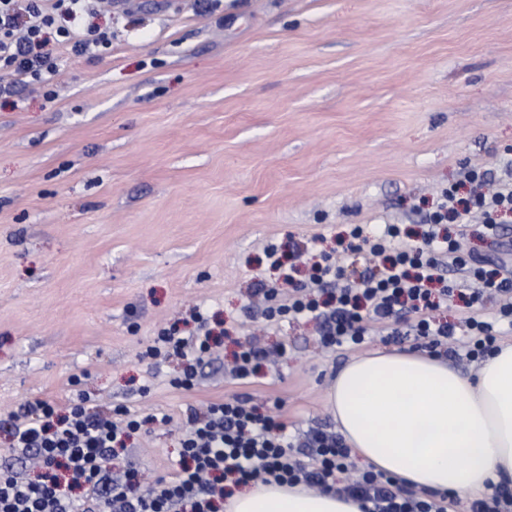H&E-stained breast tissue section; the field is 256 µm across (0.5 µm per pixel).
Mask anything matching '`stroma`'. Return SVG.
Instances as JSON below:
<instances>
[{
	"mask_svg": "<svg viewBox=\"0 0 512 512\" xmlns=\"http://www.w3.org/2000/svg\"><path fill=\"white\" fill-rule=\"evenodd\" d=\"M86 22L112 47L65 57L58 98L0 93V467L31 470L11 413L80 393L146 417L124 458L146 485L177 463L188 413L239 394L279 407L293 442L335 431L327 393L352 353L326 351L320 322L266 326L278 364L228 372L265 326L258 284L283 280L265 249L288 265L355 224L415 247L466 166L506 178L512 0H115ZM448 230L512 270V218L495 238ZM199 312L222 345L176 389L181 358L139 354Z\"/></svg>",
	"mask_w": 512,
	"mask_h": 512,
	"instance_id": "1",
	"label": "stroma"
}]
</instances>
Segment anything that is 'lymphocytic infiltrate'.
<instances>
[{"instance_id":"1","label":"lymphocytic infiltrate","mask_w":512,"mask_h":512,"mask_svg":"<svg viewBox=\"0 0 512 512\" xmlns=\"http://www.w3.org/2000/svg\"><path fill=\"white\" fill-rule=\"evenodd\" d=\"M94 5L95 0H0V90L52 85L59 50L81 56L111 49L108 32L82 23ZM465 179L467 197L443 190L426 219L421 246H398L400 231L393 224L373 236L354 227L352 240L382 261L379 272L366 274L358 286L346 283L339 258L329 253L289 292L262 286L266 321H320L322 345L333 351L361 345L369 336L404 332L424 339L433 355L454 345L475 361L493 350L512 330V273L494 261L465 259L459 240L442 227L476 213L488 235L498 236L503 218L512 215V179L488 190L487 172L478 164L466 168ZM450 265L464 270V286L435 288L437 271ZM456 298L469 315L456 323L436 320L435 311ZM488 301L497 307L490 319L477 312ZM216 344L211 332L182 336L169 328L158 332L144 356L181 354L186 367L174 385L189 389ZM12 420V448L33 452L38 471L30 477L0 468V512H219L227 483L271 481L358 499L362 512H458L460 506L456 497L425 494L384 474L357 470L339 434L317 430L293 443L279 416L241 398L213 403L205 416L190 417L178 467L145 490L137 468L113 473L126 437L142 426L128 408L102 416L84 397L64 407L46 399L26 403Z\"/></svg>"}]
</instances>
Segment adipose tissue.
<instances>
[{
    "label": "adipose tissue",
    "instance_id": "1",
    "mask_svg": "<svg viewBox=\"0 0 512 512\" xmlns=\"http://www.w3.org/2000/svg\"><path fill=\"white\" fill-rule=\"evenodd\" d=\"M328 403L345 444L374 471L441 494L512 480V342L475 375L425 352L375 351L337 374ZM224 512H362L358 502L303 486L236 490Z\"/></svg>",
    "mask_w": 512,
    "mask_h": 512
}]
</instances>
